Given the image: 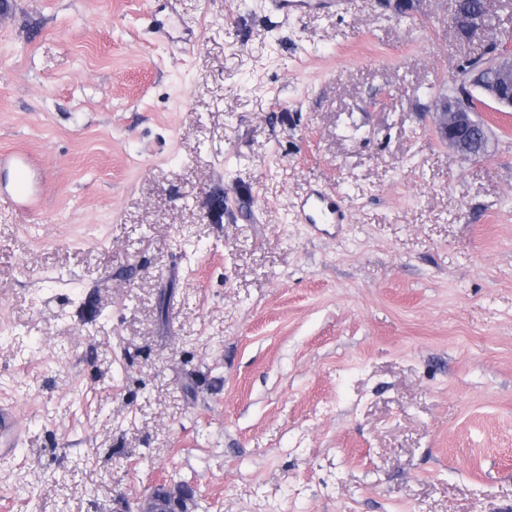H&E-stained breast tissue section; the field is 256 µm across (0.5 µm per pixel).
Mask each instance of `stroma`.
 Returning <instances> with one entry per match:
<instances>
[{"instance_id": "obj_1", "label": "stroma", "mask_w": 512, "mask_h": 512, "mask_svg": "<svg viewBox=\"0 0 512 512\" xmlns=\"http://www.w3.org/2000/svg\"><path fill=\"white\" fill-rule=\"evenodd\" d=\"M493 41L512 0H0V512H512V112L436 132ZM269 2H271L273 9L284 18H288L315 5L336 6L344 3L340 0H270ZM477 112L479 109L476 100L466 92H461L457 96L445 97L440 104L437 133L459 155L464 157L476 156L481 150H466L459 139L460 131L472 132L482 145L487 140L486 126L477 118ZM335 194L330 192H319L307 202L309 221L313 224H337L343 221L337 202L334 200ZM20 439V423L15 409L0 405V458L14 455Z\"/></svg>"}]
</instances>
